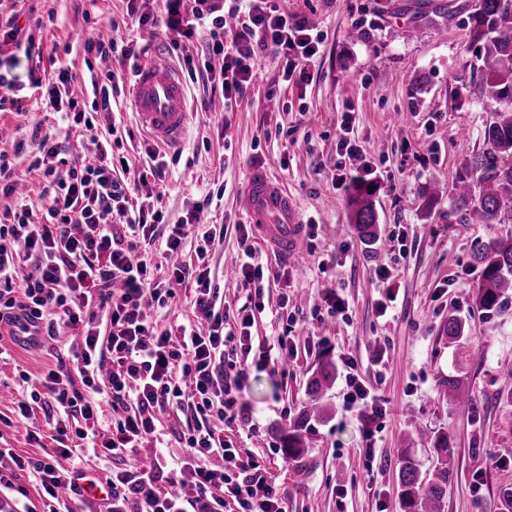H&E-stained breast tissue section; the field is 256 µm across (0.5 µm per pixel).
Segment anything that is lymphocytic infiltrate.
<instances>
[{"label":"lymphocytic infiltrate","instance_id":"f902f5d3","mask_svg":"<svg viewBox=\"0 0 512 512\" xmlns=\"http://www.w3.org/2000/svg\"><path fill=\"white\" fill-rule=\"evenodd\" d=\"M183 2L164 0L160 14L137 11L138 26L148 32L166 27L176 50L203 37L206 55H186L182 62L193 78L211 73L212 57H223L224 67L213 82L225 106L246 96L259 48L284 62L285 75L309 81L308 63L321 38L305 23L278 13L270 0H230L222 14L210 0H195L188 13ZM72 80L69 71H60L49 103H67L73 126L91 127L94 114L111 113L118 74L109 73L103 84L92 82L88 112L69 97ZM122 140L120 127L109 124L104 142L94 145L93 160L72 165L61 142L48 135L38 138L32 165L42 173L49 204L38 217L23 203L0 216V328L26 318L39 326L34 344L55 336L62 324L82 338L75 369L49 370L40 388L19 402V411L27 413L32 404L50 398L63 417L77 413L83 420L72 429L57 426L59 448L74 437L84 441L86 450L100 447L112 455L153 436L162 413L188 418L179 434L183 457L113 474L106 512H224L230 504L235 512H280L266 469L242 461L224 439L225 425L242 411L234 393L252 351L254 313L264 307L259 286L272 270L256 260L254 251H245L237 278L249 303L229 312L204 263L208 251L224 242L223 225L204 221L212 195L194 202L176 224L165 223L154 206L132 204L138 184L163 180L164 157L151 148L146 168L115 167L106 145ZM62 165L67 168L63 178L57 175ZM192 236L198 240L196 263L155 278L147 249L173 253ZM188 281L194 292L192 319L164 323L161 310L175 298L176 286ZM102 317L109 323L104 331L97 325ZM84 387L104 390L119 413L106 440L96 438L97 405L83 402ZM13 463L36 479L42 512H59L60 493L71 485L72 474L59 471L47 457L17 456Z\"/></svg>","mask_w":512,"mask_h":512}]
</instances>
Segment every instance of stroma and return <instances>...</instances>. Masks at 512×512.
<instances>
[{
	"label": "stroma",
	"instance_id": "1",
	"mask_svg": "<svg viewBox=\"0 0 512 512\" xmlns=\"http://www.w3.org/2000/svg\"><path fill=\"white\" fill-rule=\"evenodd\" d=\"M443 2L278 0L291 19L320 31L322 43L308 64L312 81L284 79L281 62L258 54L250 92L228 111L221 92L198 76L187 92L192 117L186 139L166 156L160 204L168 223H177L205 194L224 193L209 219L228 232L205 263L231 308L247 297L236 285L244 245L235 227L244 221L238 193L253 167L281 182L307 226V261L264 282L265 309L252 328L254 346L282 339L295 355L283 375L249 362L235 393L247 415L224 429L242 459L266 466L281 512H400L399 461L412 456L422 473H432L431 438L439 432L451 435L456 471L444 512H499L498 490L512 481V313L493 315L477 306L473 261L476 244L512 235V221L461 223L449 199L432 190L437 183L452 186L470 157L485 149L484 129L496 105L479 91L466 20L449 25L439 11ZM131 7V0H0V11L17 12L33 42L30 59L12 71L23 86L20 106L0 111V152L14 157L33 209L46 202L44 184L18 145L32 146L34 132L51 133L81 158L110 117L95 116L83 134L69 132L64 114L47 107L42 90L29 88L28 73L49 83L59 68H69L80 105L90 110L86 85L94 76L105 79L116 62L87 56L83 44L110 19L122 23V38L136 43L140 62H175L165 31L151 36L128 23ZM118 111L133 136L112 152L139 168L153 140L129 95L121 96ZM347 112L354 115L351 136L377 187V231L369 239L348 204L353 184L334 185L320 173L338 161L336 139ZM382 265L389 269L383 282L375 278ZM330 289L345 302L344 313L333 317L322 300ZM285 296L300 317L289 336L275 315ZM384 301L389 309L382 316L378 305ZM452 315L465 324L457 349L448 344ZM78 342L64 329L43 348L13 347L11 358L0 360V414L11 415L14 401L27 395L19 372L41 379L57 363H71ZM327 362L336 369L324 396L327 412L305 433L303 453L285 459L278 432L305 400L310 376ZM352 369L386 403V415L367 426L368 436L346 399L345 376ZM451 375L464 376L467 405L444 397L440 381ZM162 423L161 441L148 439L123 455L87 462V470L108 478L143 461L182 456L177 436L183 418L169 415ZM55 424L46 408L33 409L14 427L0 423V448L23 457L50 454L58 468L72 469V458L56 452ZM31 431L41 434L40 442L28 440ZM369 443L375 448L371 463L364 457Z\"/></svg>",
	"mask_w": 512,
	"mask_h": 512
}]
</instances>
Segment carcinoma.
I'll list each match as a JSON object with an SVG mask.
<instances>
[{
    "mask_svg": "<svg viewBox=\"0 0 512 512\" xmlns=\"http://www.w3.org/2000/svg\"><path fill=\"white\" fill-rule=\"evenodd\" d=\"M468 24L473 42L479 45L481 94L498 108L485 129L486 149L468 160L465 175L453 184L452 206L464 224L474 217L485 224H502L505 216L512 215V0H478ZM371 196L369 187L360 186L353 201L354 223L364 236L371 235L376 224ZM473 256L480 268L477 305L489 314L511 311L512 237L482 243ZM334 378L330 365L310 377L306 403L279 435L285 457L302 452L303 433L321 418L322 399ZM432 445L438 465L431 476H422L410 456L400 462L401 512H442L452 476V443L448 435L440 434L433 437Z\"/></svg>",
    "mask_w": 512,
    "mask_h": 512,
    "instance_id": "obj_1",
    "label": "carcinoma"
}]
</instances>
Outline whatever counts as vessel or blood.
Wrapping results in <instances>:
<instances>
[{
  "label": "vessel or blood",
  "instance_id": "vessel-or-blood-1",
  "mask_svg": "<svg viewBox=\"0 0 512 512\" xmlns=\"http://www.w3.org/2000/svg\"><path fill=\"white\" fill-rule=\"evenodd\" d=\"M132 108L139 125L156 142L172 149L181 147L190 119L187 94L179 72L166 60L135 68ZM240 204L256 240L271 254L288 261L304 259V226L297 203L265 168L251 170ZM79 488L95 501L106 500L111 492L106 479L92 472L84 473Z\"/></svg>",
  "mask_w": 512,
  "mask_h": 512
}]
</instances>
